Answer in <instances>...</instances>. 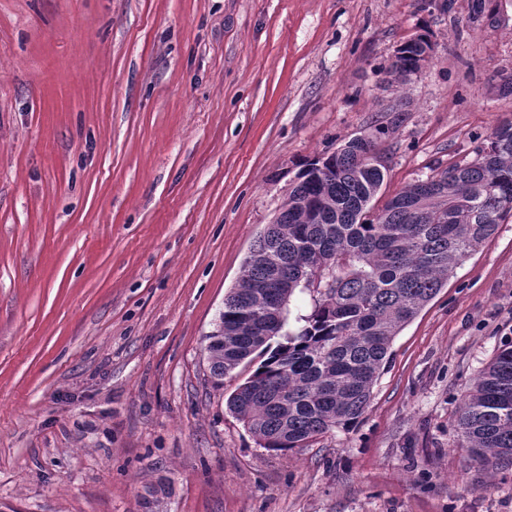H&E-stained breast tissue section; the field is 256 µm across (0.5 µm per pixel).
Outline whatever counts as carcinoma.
Here are the masks:
<instances>
[{"mask_svg": "<svg viewBox=\"0 0 512 512\" xmlns=\"http://www.w3.org/2000/svg\"><path fill=\"white\" fill-rule=\"evenodd\" d=\"M401 52L390 67L398 76L416 66L420 44L409 40ZM375 148L373 139H350L304 164L206 336L215 386L245 360L257 362L227 406L262 448H307L356 423L395 336L512 218L511 121L429 192L411 184L377 210L384 172L358 161ZM297 292L309 294L311 310L292 329L288 305ZM454 428L474 458L512 459V340L478 374ZM166 488L146 487L147 512Z\"/></svg>", "mask_w": 512, "mask_h": 512, "instance_id": "carcinoma-1", "label": "carcinoma"}]
</instances>
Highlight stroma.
<instances>
[{
    "label": "stroma",
    "instance_id": "stroma-1",
    "mask_svg": "<svg viewBox=\"0 0 512 512\" xmlns=\"http://www.w3.org/2000/svg\"><path fill=\"white\" fill-rule=\"evenodd\" d=\"M511 78L512 0H0V512H144L162 478L163 512H512L454 431L512 340V220L312 447L261 448L249 368L216 388L204 351L303 162L385 127L392 197L473 160Z\"/></svg>",
    "mask_w": 512,
    "mask_h": 512
}]
</instances>
